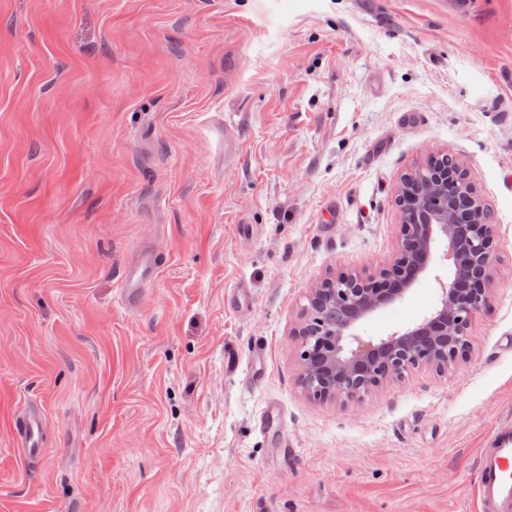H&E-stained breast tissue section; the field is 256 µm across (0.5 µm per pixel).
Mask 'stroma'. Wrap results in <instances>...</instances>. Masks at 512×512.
<instances>
[{
	"mask_svg": "<svg viewBox=\"0 0 512 512\" xmlns=\"http://www.w3.org/2000/svg\"><path fill=\"white\" fill-rule=\"evenodd\" d=\"M432 152L496 226L469 354L314 399L310 290L395 261ZM511 180L512 0H0V512H477L512 420ZM435 296L420 277L363 336ZM159 263L150 251H144L139 259L128 266L122 277L121 296L129 307L140 305L144 299L146 287L157 276ZM43 414L29 410L13 417L11 428L26 458L38 454L43 444Z\"/></svg>",
	"mask_w": 512,
	"mask_h": 512,
	"instance_id": "obj_1",
	"label": "stroma"
}]
</instances>
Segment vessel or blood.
Segmentation results:
<instances>
[{
    "label": "vessel or blood",
    "mask_w": 512,
    "mask_h": 512,
    "mask_svg": "<svg viewBox=\"0 0 512 512\" xmlns=\"http://www.w3.org/2000/svg\"><path fill=\"white\" fill-rule=\"evenodd\" d=\"M159 263L148 251L128 266L121 296L127 306L142 303L147 286L157 276ZM44 417L30 410L14 416L11 424L25 456L38 454L43 444ZM476 495L480 512H512V422L498 424L489 444L480 449Z\"/></svg>",
    "instance_id": "b4317fda"
}]
</instances>
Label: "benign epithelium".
I'll use <instances>...</instances> for the list:
<instances>
[{
  "instance_id": "benign-epithelium-1",
  "label": "benign epithelium",
  "mask_w": 512,
  "mask_h": 512,
  "mask_svg": "<svg viewBox=\"0 0 512 512\" xmlns=\"http://www.w3.org/2000/svg\"><path fill=\"white\" fill-rule=\"evenodd\" d=\"M434 176L444 183L445 217L429 212L418 188L400 186L405 209L400 257L380 270V278L358 277L352 288L335 279L328 289H312L309 305L327 316L319 331L304 328L301 333L300 383L313 398L355 395L361 379L376 386L423 364L450 367L467 356L470 322L491 301L489 285L498 262L495 225L476 217L474 188L467 179L450 168ZM437 260L446 266V275L435 277L432 308L409 326L363 340L362 323L402 299Z\"/></svg>"
}]
</instances>
